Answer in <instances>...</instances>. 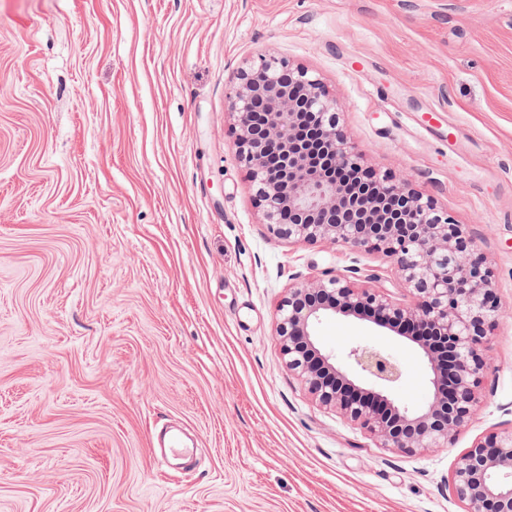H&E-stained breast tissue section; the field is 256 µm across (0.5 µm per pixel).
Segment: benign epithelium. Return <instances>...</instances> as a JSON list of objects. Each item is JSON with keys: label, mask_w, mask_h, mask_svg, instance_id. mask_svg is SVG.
<instances>
[{"label": "benign epithelium", "mask_w": 512, "mask_h": 512, "mask_svg": "<svg viewBox=\"0 0 512 512\" xmlns=\"http://www.w3.org/2000/svg\"><path fill=\"white\" fill-rule=\"evenodd\" d=\"M231 99L235 147L256 188L264 223L291 242L380 252L394 260L415 303L344 276L289 289L277 310L288 372L323 407L400 452L446 448L476 411L489 369L485 345L500 317L493 271L464 225L403 180L364 167L339 128L338 105L307 69L261 55L239 74ZM357 316L403 334L427 360L432 394L420 408L393 398L403 370L360 343L342 364L318 344L324 319ZM467 512H512V430L477 440L451 475Z\"/></svg>", "instance_id": "1"}]
</instances>
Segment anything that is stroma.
<instances>
[{"mask_svg": "<svg viewBox=\"0 0 512 512\" xmlns=\"http://www.w3.org/2000/svg\"><path fill=\"white\" fill-rule=\"evenodd\" d=\"M318 78L368 167L466 225L502 317L474 417L402 453L319 406L276 334L294 284L376 277L383 254L264 224L229 92L258 55ZM447 113L459 148L408 116ZM369 340L429 398L414 344ZM196 434L173 470L153 434ZM512 429V0H0V512H466L458 458Z\"/></svg>", "mask_w": 512, "mask_h": 512, "instance_id": "1", "label": "stroma"}]
</instances>
